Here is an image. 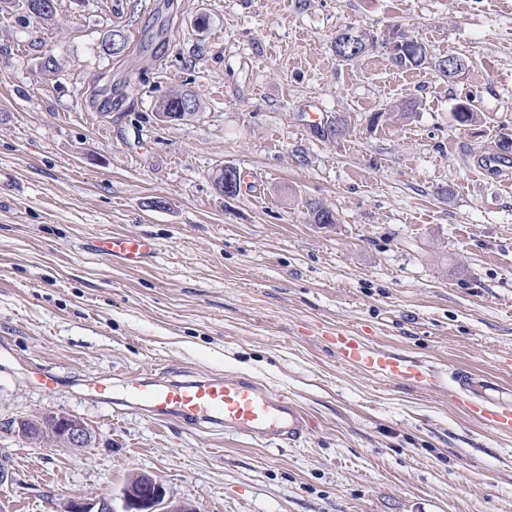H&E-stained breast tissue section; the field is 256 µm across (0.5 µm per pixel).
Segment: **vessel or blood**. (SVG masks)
Masks as SVG:
<instances>
[{
    "label": "vessel or blood",
    "mask_w": 512,
    "mask_h": 512,
    "mask_svg": "<svg viewBox=\"0 0 512 512\" xmlns=\"http://www.w3.org/2000/svg\"><path fill=\"white\" fill-rule=\"evenodd\" d=\"M99 254L139 267L157 251L153 239L126 234L98 235L88 243ZM337 359L369 375L411 385L430 383L432 372L420 362L403 358L345 329L330 338ZM456 400L473 416L512 432V400L497 394L491 379L454 371ZM133 408L155 418H178L206 430L245 435L269 443L297 442L313 427L312 420L286 395L258 387L252 381L227 375L196 377L155 384L146 377L132 388Z\"/></svg>",
    "instance_id": "b4317fda"
}]
</instances>
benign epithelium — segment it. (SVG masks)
I'll use <instances>...</instances> for the list:
<instances>
[{"instance_id": "benign-epithelium-1", "label": "benign epithelium", "mask_w": 512, "mask_h": 512, "mask_svg": "<svg viewBox=\"0 0 512 512\" xmlns=\"http://www.w3.org/2000/svg\"><path fill=\"white\" fill-rule=\"evenodd\" d=\"M53 422V429L45 427ZM0 430L26 444H54L80 451L91 445L93 433L79 418L63 413H47L35 419L16 418ZM124 512H197L193 504L176 500L164 485L146 472L132 474L121 491ZM67 512H114L112 500L105 497H77L70 500Z\"/></svg>"}]
</instances>
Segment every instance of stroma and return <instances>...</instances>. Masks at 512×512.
I'll use <instances>...</instances> for the list:
<instances>
[{"label":"stroma","mask_w":512,"mask_h":512,"mask_svg":"<svg viewBox=\"0 0 512 512\" xmlns=\"http://www.w3.org/2000/svg\"><path fill=\"white\" fill-rule=\"evenodd\" d=\"M346 28L375 47L339 60ZM113 30L128 42L108 55ZM395 32L428 63L395 65ZM448 55L452 79L433 66ZM175 89L196 112L158 121ZM468 99L479 118L461 126ZM311 111L343 136H314ZM507 146L512 0H57L49 26L0 13V420L67 413L94 434L80 451L1 434L0 512L80 496L121 512L137 471L198 512H512V433L457 407L448 377L512 388V163H482ZM227 164L245 175L232 198L214 182ZM310 202L337 223H309ZM112 232L153 238L155 258L132 269L85 248ZM339 327L434 384L340 363ZM189 375L287 394L314 428L262 446L116 413L92 390L126 400L134 378Z\"/></svg>","instance_id":"obj_1"}]
</instances>
